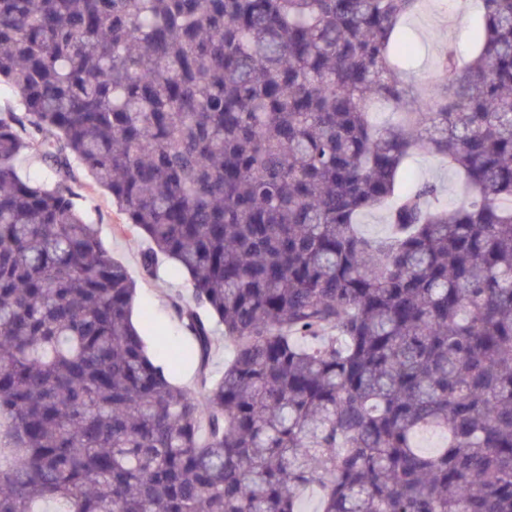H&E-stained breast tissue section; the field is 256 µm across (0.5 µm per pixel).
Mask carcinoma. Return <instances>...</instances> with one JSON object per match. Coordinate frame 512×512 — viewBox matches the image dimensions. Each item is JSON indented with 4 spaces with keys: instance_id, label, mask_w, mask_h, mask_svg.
<instances>
[{
    "instance_id": "obj_1",
    "label": "carcinoma",
    "mask_w": 512,
    "mask_h": 512,
    "mask_svg": "<svg viewBox=\"0 0 512 512\" xmlns=\"http://www.w3.org/2000/svg\"><path fill=\"white\" fill-rule=\"evenodd\" d=\"M420 4L0 0V512H512V0L428 91ZM420 153L453 205L404 188ZM82 173L144 275L189 277L203 392L149 356ZM423 181H433L440 187V200L451 204L461 191V180L457 173L448 169V165L432 155L423 154L415 157L409 164V176L405 185L413 188Z\"/></svg>"
}]
</instances>
